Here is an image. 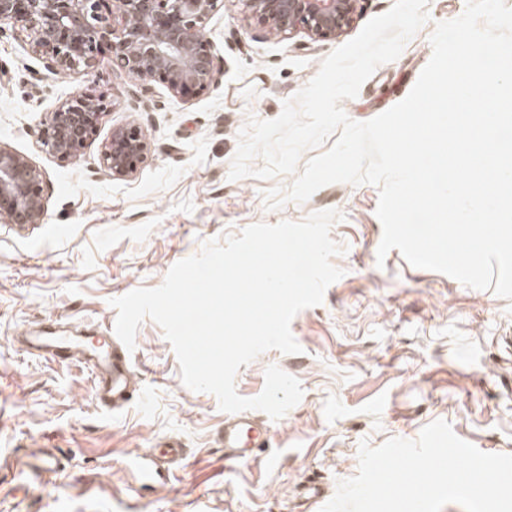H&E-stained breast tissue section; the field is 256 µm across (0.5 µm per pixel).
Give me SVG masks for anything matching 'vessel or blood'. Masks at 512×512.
<instances>
[{
	"instance_id": "1",
	"label": "vessel or blood",
	"mask_w": 512,
	"mask_h": 512,
	"mask_svg": "<svg viewBox=\"0 0 512 512\" xmlns=\"http://www.w3.org/2000/svg\"><path fill=\"white\" fill-rule=\"evenodd\" d=\"M28 353L50 359L66 360L80 356L91 369L96 395L101 405L121 410L139 393L134 381L129 349L116 333L98 338L84 330L60 326L55 319L45 320L36 330L21 336ZM269 443L268 428L256 423L251 414L236 413L224 419V457L245 460Z\"/></svg>"
}]
</instances>
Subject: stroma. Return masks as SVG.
<instances>
[{"instance_id": "35a3bbf8", "label": "stroma", "mask_w": 512, "mask_h": 512, "mask_svg": "<svg viewBox=\"0 0 512 512\" xmlns=\"http://www.w3.org/2000/svg\"><path fill=\"white\" fill-rule=\"evenodd\" d=\"M466 3L428 0L427 21L396 60L341 101L345 114L365 122L401 102L432 56L436 25L461 16ZM393 4L365 0L350 28L313 43L269 36L245 20L241 0H223L205 30L223 73L185 97L118 70L106 53L92 74L55 72L25 32L0 27V143L41 169L47 200L43 223L0 224V512H320L339 481L357 474L361 441L414 440L436 420L483 452L512 454V300L413 267L398 252L378 259L377 186L331 183L306 202L269 210L264 192L289 187L292 176L229 177L249 117L277 118L331 52ZM81 93L104 96L108 109L96 140L62 162L42 149L39 130L47 112ZM130 122L151 153L134 178L115 179L100 164V146ZM324 210L342 215L330 230L343 248L331 259L342 277L322 304L293 318L300 352L266 351L235 377L249 398L262 392L271 365L303 388L297 405L269 420L264 457L225 461L216 396L183 384L152 319L132 351L143 397L116 413L97 403L81 363L20 348L23 330L50 317L105 332L117 318L111 299L161 286L204 242ZM162 438L186 452L159 461L160 479L142 485L127 462ZM40 450L62 468L28 479L24 464ZM307 484L324 496L308 497Z\"/></svg>"}]
</instances>
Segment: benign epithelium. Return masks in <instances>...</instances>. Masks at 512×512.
I'll list each match as a JSON object with an SVG mask.
<instances>
[{
  "instance_id": "obj_1",
  "label": "benign epithelium",
  "mask_w": 512,
  "mask_h": 512,
  "mask_svg": "<svg viewBox=\"0 0 512 512\" xmlns=\"http://www.w3.org/2000/svg\"><path fill=\"white\" fill-rule=\"evenodd\" d=\"M222 0H0V26L19 25L32 48L55 71L90 74L98 55L140 80L159 79L175 96L203 93L219 73L204 36ZM246 18L269 35L301 34L313 42L333 37L358 15L362 0H240ZM105 100L71 98L47 113L43 148L58 160L76 158L98 134ZM151 152L137 124L112 128L100 162L114 179L134 177ZM41 170L31 159L0 144V223L41 224L46 198Z\"/></svg>"
}]
</instances>
